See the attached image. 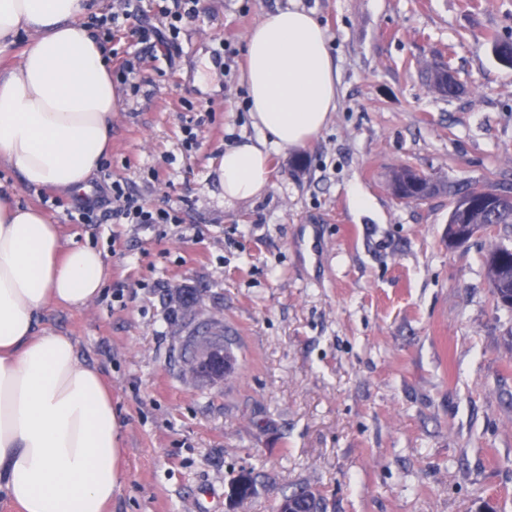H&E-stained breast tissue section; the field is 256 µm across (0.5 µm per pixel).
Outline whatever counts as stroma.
Masks as SVG:
<instances>
[{
	"instance_id": "obj_1",
	"label": "stroma",
	"mask_w": 512,
	"mask_h": 512,
	"mask_svg": "<svg viewBox=\"0 0 512 512\" xmlns=\"http://www.w3.org/2000/svg\"><path fill=\"white\" fill-rule=\"evenodd\" d=\"M292 6L326 31L337 108L305 148L271 151L262 197L228 208L212 164L258 135L246 35ZM198 12L148 60L140 92L118 84L107 156L113 178L178 223L75 224L66 194L47 208L67 243L110 267L93 304L48 306L35 331L73 337L112 389L125 453L111 512H275L303 488L324 512H512V310L496 307L485 264L512 225L448 243L453 193L512 184V68L493 53L512 42V0H198ZM437 60L457 95L430 86ZM403 165L434 183L426 199L395 195ZM215 319L237 364L210 384L184 353ZM243 470L256 492L230 503Z\"/></svg>"
}]
</instances>
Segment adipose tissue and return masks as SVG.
Here are the masks:
<instances>
[{
	"label": "adipose tissue",
	"instance_id": "obj_1",
	"mask_svg": "<svg viewBox=\"0 0 512 512\" xmlns=\"http://www.w3.org/2000/svg\"><path fill=\"white\" fill-rule=\"evenodd\" d=\"M87 9V0H0V56L30 36L0 74V167L26 186L82 193L112 148L119 96L104 45L78 22ZM246 50L258 135L224 148L216 175L228 206L262 196L271 150L304 147L336 109L338 68L311 13L263 15ZM11 197L0 191V501L10 512H107L123 481L112 393L72 337L34 333L49 305L98 298L107 264L93 247L64 246L43 210Z\"/></svg>",
	"mask_w": 512,
	"mask_h": 512
}]
</instances>
